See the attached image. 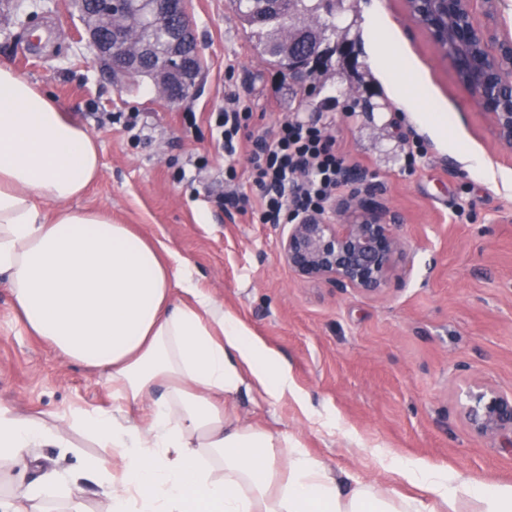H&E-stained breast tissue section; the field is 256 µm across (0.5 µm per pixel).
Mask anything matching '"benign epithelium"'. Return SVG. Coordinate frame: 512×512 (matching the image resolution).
I'll return each mask as SVG.
<instances>
[{
    "label": "benign epithelium",
    "mask_w": 512,
    "mask_h": 512,
    "mask_svg": "<svg viewBox=\"0 0 512 512\" xmlns=\"http://www.w3.org/2000/svg\"><path fill=\"white\" fill-rule=\"evenodd\" d=\"M408 18L442 53L460 86L487 114L496 144L512 152V34L501 24L502 0H403ZM85 38L102 66L126 81L151 84L174 102L194 90L202 48L185 0H75ZM162 30V40L143 39L137 24ZM309 58L323 56L317 38L293 32ZM353 193L328 212H305L280 238V253L301 280L326 282L365 296L381 295L401 275L408 245L398 216L380 201L366 175L353 171ZM461 407L466 427L479 438L512 447V392L474 381Z\"/></svg>",
    "instance_id": "benign-epithelium-1"
}]
</instances>
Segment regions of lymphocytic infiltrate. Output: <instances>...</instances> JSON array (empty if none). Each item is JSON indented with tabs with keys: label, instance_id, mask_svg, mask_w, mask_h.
Here are the masks:
<instances>
[{
	"label": "lymphocytic infiltrate",
	"instance_id": "obj_1",
	"mask_svg": "<svg viewBox=\"0 0 512 512\" xmlns=\"http://www.w3.org/2000/svg\"><path fill=\"white\" fill-rule=\"evenodd\" d=\"M228 108L215 115L224 154L235 157L242 147L254 114L236 92L227 95ZM244 172L229 168L230 179H246L256 197L230 191L224 201L234 207H256L264 224L295 223L299 212L324 209L342 184L345 157L329 124L284 119L269 136L253 141Z\"/></svg>",
	"mask_w": 512,
	"mask_h": 512
}]
</instances>
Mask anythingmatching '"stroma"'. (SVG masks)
Wrapping results in <instances>:
<instances>
[{
  "label": "stroma",
  "instance_id": "stroma-1",
  "mask_svg": "<svg viewBox=\"0 0 512 512\" xmlns=\"http://www.w3.org/2000/svg\"><path fill=\"white\" fill-rule=\"evenodd\" d=\"M203 49L195 90L159 99L153 88L113 82L93 49L78 40L69 0L0 6V66L51 96L96 139L99 180L76 207L108 212L187 258L202 288L288 362L302 400L275 404L241 393L243 425L300 441L332 474H354L410 495L383 471L377 450L422 458L485 485L512 484V451L475 437L460 403L467 381L512 391V153L495 143L488 116L456 81L402 0H343L335 46L324 66L295 81L261 55L230 0H186ZM393 45L448 115L440 134L414 121L384 72L379 44ZM235 89L265 135L284 117L331 118L351 169L403 220L409 271L373 298L299 279L280 255L281 224L218 204L228 160L206 122ZM139 113L131 143L115 113ZM196 113L184 129L181 115ZM185 178H177V171ZM0 403L56 425L73 453L40 449L44 469L77 475L96 449L61 415L73 407L112 406V389L30 336L0 283Z\"/></svg>",
  "mask_w": 512,
  "mask_h": 512
}]
</instances>
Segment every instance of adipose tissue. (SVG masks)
I'll use <instances>...</instances> for the list:
<instances>
[{"label": "adipose tissue", "instance_id": "adipose-tissue-1", "mask_svg": "<svg viewBox=\"0 0 512 512\" xmlns=\"http://www.w3.org/2000/svg\"><path fill=\"white\" fill-rule=\"evenodd\" d=\"M376 62L418 118L448 117L391 47ZM94 136L40 87L0 66V276L25 330L70 362L103 374L111 410L74 409L70 427L110 456L83 476L38 474V451L67 448L57 428L0 404V512L61 504L85 512L80 480L108 512H512V484L482 485L418 458L379 453L416 496L350 478L340 484L301 443L243 426L228 404L243 390L296 396L279 352L200 288L187 260L98 212L71 208L100 176ZM54 210H45V203ZM150 400L146 423L130 410Z\"/></svg>", "mask_w": 512, "mask_h": 512}]
</instances>
